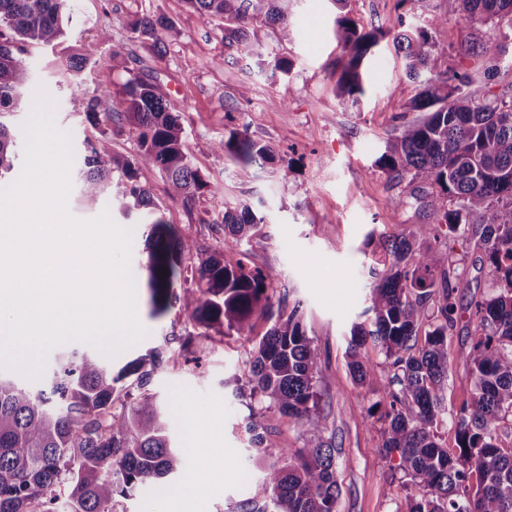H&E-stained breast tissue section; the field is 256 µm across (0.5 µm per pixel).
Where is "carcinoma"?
<instances>
[{
  "mask_svg": "<svg viewBox=\"0 0 512 512\" xmlns=\"http://www.w3.org/2000/svg\"><path fill=\"white\" fill-rule=\"evenodd\" d=\"M188 2L203 21L224 24V40L238 57L290 71L284 56L262 58L258 27L277 25L288 37L294 0ZM445 6L444 20L463 16L502 29V40L480 44V53L491 62L503 60L512 42V0H445ZM71 10V0H0V177L13 169L15 157L1 118L26 83L29 48L62 43ZM335 23L350 51L339 89L357 102L365 93L363 60L385 33H362L345 13ZM172 29L155 14L128 24L132 39L151 41L160 57L167 54ZM393 44L420 85L409 110L423 117L401 121L374 166L393 181L430 185L428 206L436 223L394 238L379 234L378 248L389 265L370 288L368 320L351 330L348 366L357 384L383 387L384 410L377 412L376 403L367 413L381 423L376 432L383 458L414 490L405 512H512V448L498 444V430L512 419V94L490 93L478 102L466 91L468 70L433 73L439 48L426 27L398 31ZM98 52L96 43L81 44L67 59L68 71L76 76L98 65ZM80 108L100 129L80 163L84 197L106 195L126 215L147 211L150 314L161 316L180 299L198 328L233 330L252 346L246 387L263 406L248 415L246 432L264 470L257 494L242 501L238 512H337L338 449L310 406L320 360L299 308L288 314L274 309L279 273L248 268L243 252L228 263L223 254L200 248L159 216L160 206L137 180L143 168L160 171L169 196L187 206L203 194L207 183L188 159L181 116L170 111L158 84L133 76L116 86L104 68ZM125 122L137 134L136 153L126 157L112 151V136L123 133ZM215 152L234 156L241 180L276 158L271 145L246 134L219 142ZM477 216L485 219L480 241L491 284L470 306L475 335L462 359L474 393L453 417L458 453L452 456L439 442L437 426L448 381V331L459 318V274L452 263L435 266L432 252L448 245V235L463 239L474 231ZM215 223L224 230L225 248L233 250L264 217L241 204L224 208ZM441 224L448 232L440 231ZM189 280L197 287L177 293V285ZM258 314L271 325L256 340ZM425 322L429 330L420 344ZM369 342L384 354L391 375L381 377L365 360ZM162 363V352L152 348L114 374L98 355L72 349L61 354L47 385L0 374V512H57L62 488L67 512H115L117 495L180 473L185 455L170 444L164 408L151 393ZM273 408L307 435L306 446L288 462H280L271 438Z\"/></svg>",
  "mask_w": 512,
  "mask_h": 512,
  "instance_id": "1",
  "label": "carcinoma"
}]
</instances>
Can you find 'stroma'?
I'll use <instances>...</instances> for the list:
<instances>
[{
	"label": "stroma",
	"mask_w": 512,
	"mask_h": 512,
	"mask_svg": "<svg viewBox=\"0 0 512 512\" xmlns=\"http://www.w3.org/2000/svg\"><path fill=\"white\" fill-rule=\"evenodd\" d=\"M349 10L359 29L386 33L363 64L366 93L357 104L342 96L337 84L348 54L336 38L331 0H297L288 38H281L274 26L260 29L263 54L291 60L292 70L285 76L271 75L256 61L238 59L224 41L223 25L202 22L186 0H76L66 29L69 41L93 42L101 26H110L111 38L101 44L99 54L111 68L113 81L122 83L133 74L157 81L172 110L182 115L187 152L207 183L201 198L185 206L169 196L159 171L139 173L169 223L212 251L224 247V235L215 232L211 221L225 206L245 203L264 216V224L244 248L251 268L279 272L286 306L299 308L319 354L316 403L340 448L339 510L395 512L408 496L406 481L383 459L380 437L367 416L368 408L381 401L383 390L357 386L345 355L352 326L365 320L374 274L385 262L384 255L369 245L370 233L398 235L435 221L427 206L428 186L389 180L373 166L418 91L395 52L390 32L400 18L410 27H431L443 50L437 71L467 69L472 78L469 90L479 100L488 92L511 89L512 67L498 66L494 78L486 79L485 59L462 54L461 49L496 38L497 28L462 18L433 25V18L445 11L443 0H406L402 5L397 0H350ZM150 12L175 24L162 58L149 43L129 38V21ZM62 57L59 48L32 49L28 90L7 120L17 145H24L22 125L31 111L30 92L45 87L56 101V122L70 132L79 158L85 139L98 131L75 111L74 102L92 90L98 71L88 68L70 79L61 70ZM243 131L277 152L275 162L257 169L246 181L236 178L237 163L231 156L214 152L219 141ZM71 184L67 208L73 217L91 220L106 211L117 224L134 231L131 269L137 312L150 335L112 358V368L120 370L154 347L165 352L168 361L152 388L167 406L172 444L185 449L187 457L185 469L166 479L161 492L140 487L132 496L118 498L117 512H178L186 496L191 512H237L262 476L250 458L248 410L237 395L238 381L248 371L249 344L234 333L199 335L179 304L162 317H151L142 270L143 225L137 216L123 217L108 197L87 200L79 178H72ZM399 195L406 204L397 209L391 200ZM434 261L439 266L458 264V307L467 308L487 291L491 275L479 237L449 239ZM474 330L464 315L448 333L451 364L438 435L452 454L457 451L452 418L473 395V381L461 357L469 350ZM188 336L193 344L185 351L181 343ZM213 448L224 453L222 467L213 465Z\"/></svg>",
	"instance_id": "1"
}]
</instances>
